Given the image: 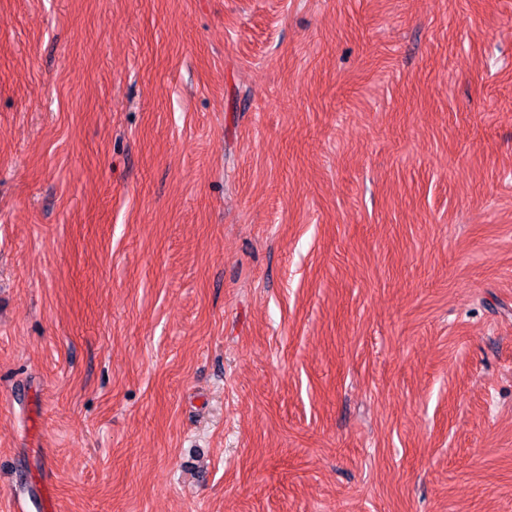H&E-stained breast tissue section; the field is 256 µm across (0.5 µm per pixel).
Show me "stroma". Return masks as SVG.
I'll return each instance as SVG.
<instances>
[{
  "label": "stroma",
  "mask_w": 512,
  "mask_h": 512,
  "mask_svg": "<svg viewBox=\"0 0 512 512\" xmlns=\"http://www.w3.org/2000/svg\"><path fill=\"white\" fill-rule=\"evenodd\" d=\"M512 512V0H0V512Z\"/></svg>",
  "instance_id": "obj_1"
}]
</instances>
